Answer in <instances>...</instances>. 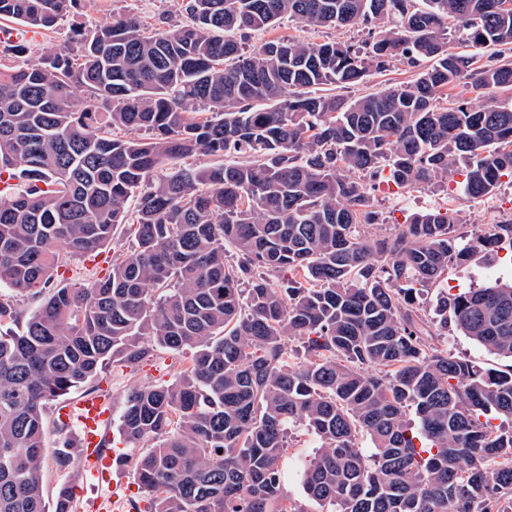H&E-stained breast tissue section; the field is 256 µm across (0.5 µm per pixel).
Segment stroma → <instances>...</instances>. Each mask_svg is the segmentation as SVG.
Segmentation results:
<instances>
[{
    "mask_svg": "<svg viewBox=\"0 0 512 512\" xmlns=\"http://www.w3.org/2000/svg\"><path fill=\"white\" fill-rule=\"evenodd\" d=\"M119 13L137 17L145 27L150 29L180 24L186 20L182 0H81L77 13L65 18L55 28L35 34L22 27L18 30V37L29 42L28 58L34 62L47 49L67 42L71 28L77 26L91 30L111 21L112 17ZM279 36L296 37L320 43L330 39L357 41L364 39L365 33L358 27L313 30L286 18L273 29L253 33L249 42L255 45ZM371 193L384 218L383 224L374 228L375 234L378 235L391 232L394 225L404 223L410 214L440 207H457L461 210V231L467 240L472 241L478 237V225L497 223L503 215L512 213V181L507 179L503 180L501 186L493 193L472 201L466 200L461 184L453 178L443 186L435 184L410 191L391 188L386 183L379 182L373 186ZM499 276L512 280V251L502 250L496 253L488 250L477 251L466 262L450 266L441 280L429 287L421 296L419 303L427 313H434L440 291L482 286ZM432 342L436 347L448 350L453 357L469 361L481 368L504 371L512 369V360L487 351L455 330L442 331L439 335L433 336ZM185 364L184 356L159 350L150 360L134 367L107 368L90 385L78 391H71L69 397L74 400L89 394L109 395L112 400L113 420L109 427L110 440L106 447L110 453L133 459L138 456L139 451L123 439L119 433L118 424L127 391L143 384H171ZM317 445L318 440L315 435L302 428L293 429L288 439L283 464L284 487L288 497L290 501L304 508L305 512H319V507L306 499L297 465L301 459L311 454ZM65 479L82 492L81 498L75 501L77 512H82L87 500L97 498L101 493L97 483L86 479L83 459H76L73 469L67 473L60 471L53 459H45L42 468L45 498H52L58 484Z\"/></svg>",
    "mask_w": 512,
    "mask_h": 512,
    "instance_id": "obj_1",
    "label": "stroma"
}]
</instances>
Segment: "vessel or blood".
<instances>
[{
    "label": "vessel or blood",
    "instance_id": "b4317fda",
    "mask_svg": "<svg viewBox=\"0 0 512 512\" xmlns=\"http://www.w3.org/2000/svg\"><path fill=\"white\" fill-rule=\"evenodd\" d=\"M56 413L64 423H76L77 438L84 450L85 467L99 484L107 488L104 496L89 502L90 512H112V506L119 500L124 483L122 480L114 479L108 459L101 452L106 439V429L112 419L110 400L102 395L68 400L58 405Z\"/></svg>",
    "mask_w": 512,
    "mask_h": 512
}]
</instances>
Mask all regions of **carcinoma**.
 <instances>
[{
    "instance_id": "carcinoma-1",
    "label": "carcinoma",
    "mask_w": 512,
    "mask_h": 512,
    "mask_svg": "<svg viewBox=\"0 0 512 512\" xmlns=\"http://www.w3.org/2000/svg\"><path fill=\"white\" fill-rule=\"evenodd\" d=\"M80 2L0 0V18L51 29ZM185 13L76 27L34 63L0 44V183L24 182L0 193V323L22 322L0 333V512H73L69 484L44 497V409L154 347L189 360L125 396L119 432L148 446L133 467L144 512H305L283 484L296 425L322 441L300 475L323 509L512 512V370L432 347L418 303L471 252L512 250V214L473 243L451 208L366 236L383 223L371 182L459 173L477 199L512 179V104L495 98L512 90V0H186ZM284 16L369 40L246 48ZM451 25L475 52L452 50ZM399 64L413 84L333 93ZM460 84L484 103L436 105ZM196 154L218 162L172 166ZM120 224L135 247L108 274L54 284L61 251L93 252ZM27 294L40 302L23 319ZM436 315L512 359V282L444 292ZM74 447L50 450L61 470Z\"/></svg>"
}]
</instances>
